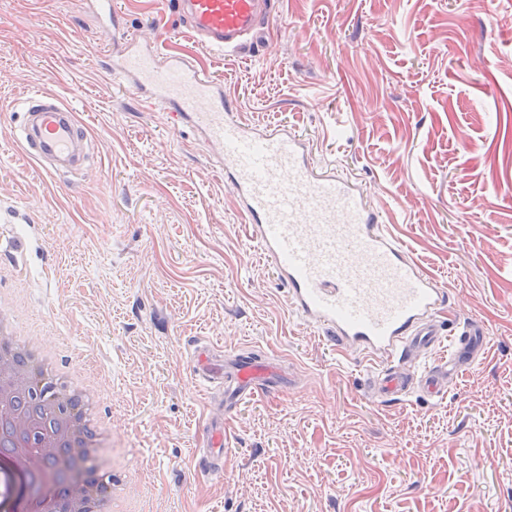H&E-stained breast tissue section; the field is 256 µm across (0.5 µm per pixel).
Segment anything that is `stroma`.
Returning a JSON list of instances; mask_svg holds the SVG:
<instances>
[{
    "label": "stroma",
    "instance_id": "1",
    "mask_svg": "<svg viewBox=\"0 0 512 512\" xmlns=\"http://www.w3.org/2000/svg\"><path fill=\"white\" fill-rule=\"evenodd\" d=\"M166 42L221 81L242 122L286 124L363 184L389 230L483 320L486 360L440 399L379 406L360 355L287 304L213 156L163 109L111 83L119 29ZM33 90L73 107L97 154L46 174L18 139ZM0 292L93 357L114 459L153 468L126 490L150 512H512V0H275L265 41L223 56L169 0H0ZM277 356L294 390L240 406L224 469L198 466L222 416L190 338Z\"/></svg>",
    "mask_w": 512,
    "mask_h": 512
}]
</instances>
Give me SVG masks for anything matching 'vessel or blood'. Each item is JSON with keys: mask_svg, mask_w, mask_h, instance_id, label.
<instances>
[{"mask_svg": "<svg viewBox=\"0 0 512 512\" xmlns=\"http://www.w3.org/2000/svg\"><path fill=\"white\" fill-rule=\"evenodd\" d=\"M182 28L203 46L235 52L260 36L270 0H172ZM107 71L157 103L174 125L192 128L216 153L231 180L250 237L288 288V305L302 321L324 329L337 351L370 360L364 389L385 403L420 395L444 396L449 379L486 357L483 321L448 314L447 291L423 272L383 223L357 180L318 164L310 139L285 125L246 127L224 86L182 54L165 49L162 35L127 36ZM19 141L49 174L78 170L91 140L73 110L57 96L34 91L23 102ZM433 363L417 353L440 346ZM193 378L221 389L224 418L200 424L199 466L224 467L227 421L240 405L287 390L291 374L269 354L214 355L209 343L190 342Z\"/></svg>", "mask_w": 512, "mask_h": 512, "instance_id": "1", "label": "vessel or blood"}]
</instances>
